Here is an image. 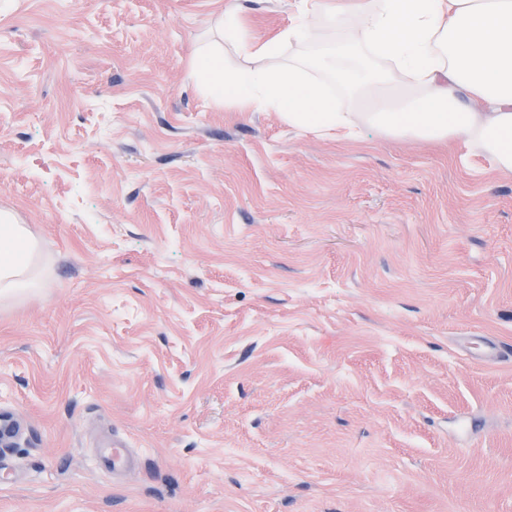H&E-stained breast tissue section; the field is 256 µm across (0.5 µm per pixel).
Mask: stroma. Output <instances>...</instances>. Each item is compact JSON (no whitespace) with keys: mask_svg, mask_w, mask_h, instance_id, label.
<instances>
[{"mask_svg":"<svg viewBox=\"0 0 512 512\" xmlns=\"http://www.w3.org/2000/svg\"><path fill=\"white\" fill-rule=\"evenodd\" d=\"M224 2L0 0V211L44 267L0 302V512H512V173L217 107ZM24 430L21 423L9 412L0 410V454L11 448L21 447ZM121 446L113 443V448H104L100 454V462L112 471H122L130 464L129 449Z\"/></svg>","mask_w":512,"mask_h":512,"instance_id":"stroma-1","label":"stroma"}]
</instances>
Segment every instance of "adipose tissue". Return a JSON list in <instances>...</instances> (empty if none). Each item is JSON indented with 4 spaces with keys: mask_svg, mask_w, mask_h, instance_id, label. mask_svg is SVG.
Instances as JSON below:
<instances>
[{
    "mask_svg": "<svg viewBox=\"0 0 512 512\" xmlns=\"http://www.w3.org/2000/svg\"><path fill=\"white\" fill-rule=\"evenodd\" d=\"M294 8L295 23L262 43L238 5L218 13V28L246 65L226 69L218 46L194 53L199 86L215 105L271 110L289 126L339 140H358L366 127L393 138H455L512 171V0H295ZM342 10L357 18L344 51H366L390 67L347 69L344 52L320 67L351 96L373 95L368 112L337 111L323 81L272 65L285 43L308 38L310 17ZM39 254L28 227L1 214L0 298L42 287Z\"/></svg>",
    "mask_w": 512,
    "mask_h": 512,
    "instance_id": "ef3b65f1",
    "label": "adipose tissue"
}]
</instances>
